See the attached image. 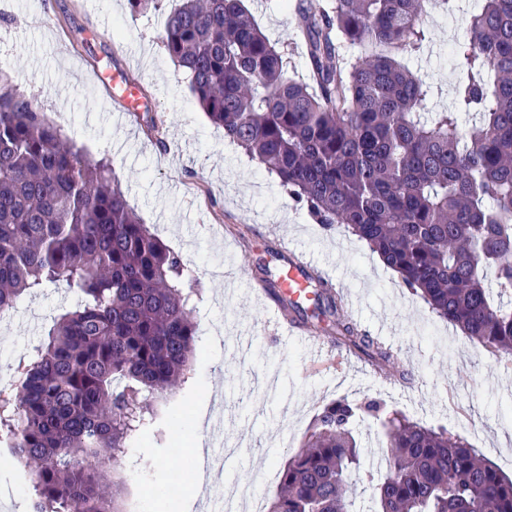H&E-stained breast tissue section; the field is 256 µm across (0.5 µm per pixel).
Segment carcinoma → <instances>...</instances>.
Here are the masks:
<instances>
[{
    "label": "carcinoma",
    "mask_w": 512,
    "mask_h": 512,
    "mask_svg": "<svg viewBox=\"0 0 512 512\" xmlns=\"http://www.w3.org/2000/svg\"><path fill=\"white\" fill-rule=\"evenodd\" d=\"M332 0L299 8L312 83L244 0H181L163 44L224 137L274 173L319 223L365 242L437 317L512 363V0H478L453 48L452 108L401 63L427 47L432 2ZM370 52L349 65L340 45ZM61 283L83 295L0 388V444L32 465V512H122L102 453L122 466L154 428V401L192 370L199 282L130 208L111 163L69 143L37 99L0 81V315ZM299 322L328 320L336 346L395 365L327 280ZM385 404L325 403L281 471L268 512H351L353 430ZM386 469L367 475L372 512H512V477L447 428L387 417Z\"/></svg>",
    "instance_id": "cac0c4a2"
}]
</instances>
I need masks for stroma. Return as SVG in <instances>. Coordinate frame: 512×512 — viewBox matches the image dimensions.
<instances>
[{
  "label": "stroma",
  "instance_id": "obj_1",
  "mask_svg": "<svg viewBox=\"0 0 512 512\" xmlns=\"http://www.w3.org/2000/svg\"><path fill=\"white\" fill-rule=\"evenodd\" d=\"M0 20V74L43 104L52 122L93 158H108L131 207L151 231L183 257L201 293L195 301L197 355L187 381L166 396L158 435L131 442L122 462L129 512H154L155 492L177 477L169 455L173 422L202 402L224 408V443L233 450L228 495H243L255 470L281 472L299 451L320 406L331 399H382L387 411L426 427H447L512 476V366L499 363L459 329L435 317L376 253L343 229L324 228L297 204L278 177L224 137L193 100L185 72L163 44L166 15L179 0L133 13L128 0H10ZM298 0H246L259 25L288 55V74L306 81L295 6ZM428 49L408 64L432 86L434 109L451 107L458 81L448 47L462 39L467 14L430 9L424 18ZM121 72L148 103L147 112L108 119L109 94L97 71ZM154 116L158 135L147 132ZM287 244L307 253L342 283L359 308L349 317L392 345L412 383L376 377L366 363L337 348L319 324L320 344L283 339L274 316L251 292L255 268L270 279L268 255ZM76 291L49 285L22 297L0 317V386L55 318L74 309ZM385 418L358 422L361 469L351 482L355 512H367L372 470L385 444ZM153 459L151 473L139 458ZM31 503V468L0 447V512L11 499Z\"/></svg>",
  "mask_w": 512,
  "mask_h": 512
}]
</instances>
